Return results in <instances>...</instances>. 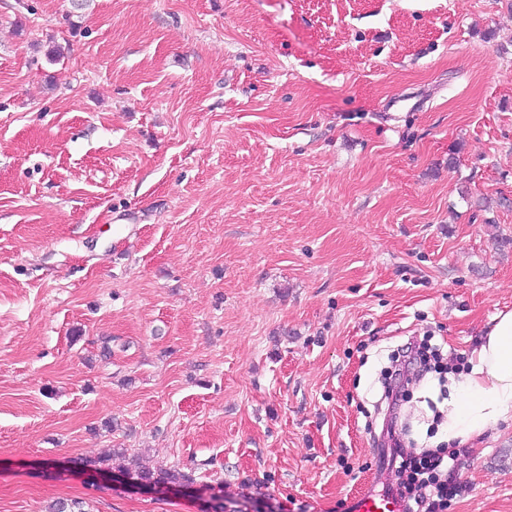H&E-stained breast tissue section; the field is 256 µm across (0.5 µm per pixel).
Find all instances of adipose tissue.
<instances>
[{"label":"adipose tissue","instance_id":"1","mask_svg":"<svg viewBox=\"0 0 512 512\" xmlns=\"http://www.w3.org/2000/svg\"><path fill=\"white\" fill-rule=\"evenodd\" d=\"M469 364L464 373L444 372L445 393L435 403V439L451 449L472 445L500 422L512 421V310L493 317Z\"/></svg>","mask_w":512,"mask_h":512}]
</instances>
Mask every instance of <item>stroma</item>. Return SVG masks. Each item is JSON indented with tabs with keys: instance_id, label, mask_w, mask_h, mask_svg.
<instances>
[{
	"instance_id": "35a3bbf8",
	"label": "stroma",
	"mask_w": 512,
	"mask_h": 512,
	"mask_svg": "<svg viewBox=\"0 0 512 512\" xmlns=\"http://www.w3.org/2000/svg\"><path fill=\"white\" fill-rule=\"evenodd\" d=\"M507 309L512 0H0V512H346ZM459 474L512 512V422ZM424 351L421 348L416 349L415 343H407L402 349L403 358L400 364V368L395 371L394 384L385 390L384 397L387 400H391L390 405H395L398 399V387H400L404 381H409L412 376L419 377L422 372V365L424 364L425 358ZM124 471L128 475L135 476V478L154 487L187 486L191 483V478L177 468H161L152 472L140 467L136 460H132L131 466L124 469Z\"/></svg>"
}]
</instances>
